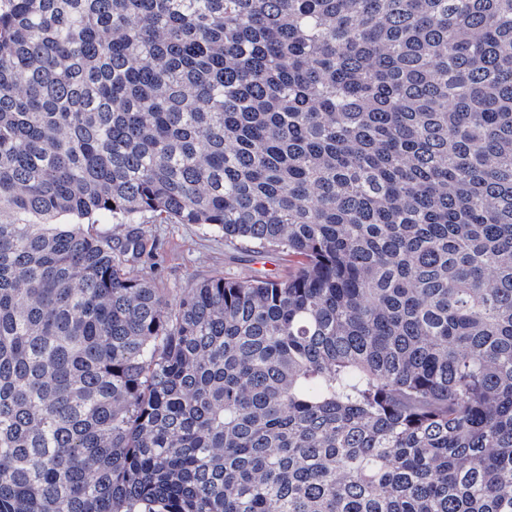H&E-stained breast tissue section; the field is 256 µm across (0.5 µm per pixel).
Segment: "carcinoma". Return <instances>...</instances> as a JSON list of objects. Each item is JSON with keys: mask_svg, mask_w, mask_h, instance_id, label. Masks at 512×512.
Listing matches in <instances>:
<instances>
[{"mask_svg": "<svg viewBox=\"0 0 512 512\" xmlns=\"http://www.w3.org/2000/svg\"><path fill=\"white\" fill-rule=\"evenodd\" d=\"M0 512H512V0H0ZM158 243L159 276L168 288L184 286L224 273V278L244 280L257 274L284 278L294 265L288 257L260 254L224 242V234L200 224H142ZM266 262L268 264H266Z\"/></svg>", "mask_w": 512, "mask_h": 512, "instance_id": "obj_1", "label": "carcinoma"}]
</instances>
